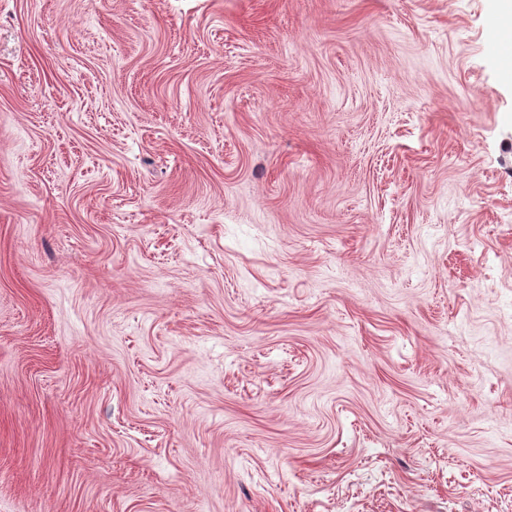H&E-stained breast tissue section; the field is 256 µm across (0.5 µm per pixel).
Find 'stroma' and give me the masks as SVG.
<instances>
[{"label": "stroma", "instance_id": "stroma-1", "mask_svg": "<svg viewBox=\"0 0 512 512\" xmlns=\"http://www.w3.org/2000/svg\"><path fill=\"white\" fill-rule=\"evenodd\" d=\"M493 0H0V512H512Z\"/></svg>", "mask_w": 512, "mask_h": 512}]
</instances>
